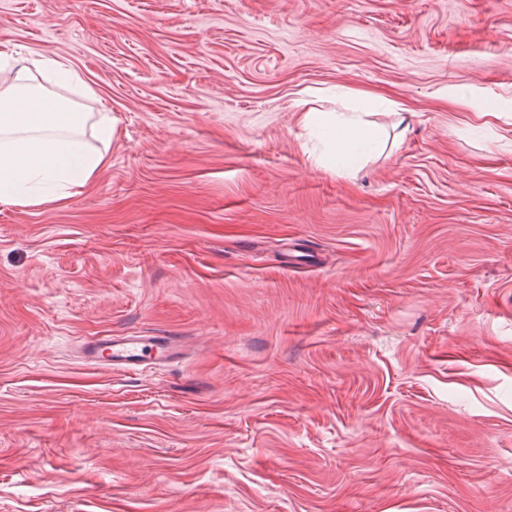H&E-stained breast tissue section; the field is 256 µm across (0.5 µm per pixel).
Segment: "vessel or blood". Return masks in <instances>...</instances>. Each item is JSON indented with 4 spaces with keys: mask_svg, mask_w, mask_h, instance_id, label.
Here are the masks:
<instances>
[{
    "mask_svg": "<svg viewBox=\"0 0 512 512\" xmlns=\"http://www.w3.org/2000/svg\"><path fill=\"white\" fill-rule=\"evenodd\" d=\"M180 340L175 336H105L82 343L81 353L88 363L141 371L169 363Z\"/></svg>",
    "mask_w": 512,
    "mask_h": 512,
    "instance_id": "vessel-or-blood-1",
    "label": "vessel or blood"
}]
</instances>
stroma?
Returning <instances> with one entry per match:
<instances>
[{"label": "stroma", "mask_w": 512, "mask_h": 512, "mask_svg": "<svg viewBox=\"0 0 512 512\" xmlns=\"http://www.w3.org/2000/svg\"><path fill=\"white\" fill-rule=\"evenodd\" d=\"M118 120L0 205V512H512V0H0ZM368 113L383 146L299 124ZM179 336L140 375L83 341Z\"/></svg>", "instance_id": "35a3bbf8"}]
</instances>
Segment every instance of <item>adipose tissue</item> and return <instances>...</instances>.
<instances>
[{
    "label": "adipose tissue",
    "instance_id": "adipose-tissue-1",
    "mask_svg": "<svg viewBox=\"0 0 512 512\" xmlns=\"http://www.w3.org/2000/svg\"><path fill=\"white\" fill-rule=\"evenodd\" d=\"M13 69L0 83V204L62 202L72 188L88 184L106 163L117 134L108 112H86L81 99L94 90L66 62L46 56L15 58L0 43V71ZM301 124L326 136L358 134L379 144L380 134L361 113L349 115L308 109ZM93 142H86L85 131Z\"/></svg>",
    "mask_w": 512,
    "mask_h": 512
}]
</instances>
